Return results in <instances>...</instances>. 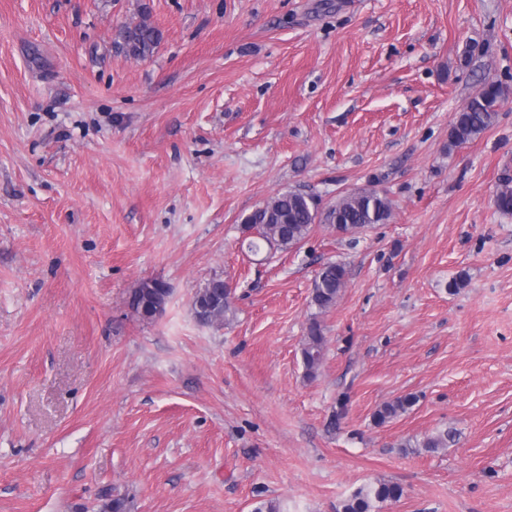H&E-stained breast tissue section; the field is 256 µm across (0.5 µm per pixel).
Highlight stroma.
<instances>
[{
  "label": "stroma",
  "instance_id": "1",
  "mask_svg": "<svg viewBox=\"0 0 512 512\" xmlns=\"http://www.w3.org/2000/svg\"><path fill=\"white\" fill-rule=\"evenodd\" d=\"M144 5L161 39L136 59ZM491 81L494 124L450 145ZM505 177L512 0H0V512H105L106 489L125 512H337L375 480L403 489L380 512H512ZM289 189L392 215L250 252L242 216ZM328 262L346 284L319 314ZM216 276L235 302L203 325ZM347 271L343 264L328 262L316 273L313 280L310 304L318 312L334 306L346 283ZM145 285L155 289L143 293L141 291V287ZM141 287L138 288L132 297L131 305L135 310L138 311L140 307H144V309L147 310L149 308H154L155 306H160L163 312L169 294L167 290L162 289L165 288V285H163L159 280L150 279L145 281ZM212 284H209L208 288H202L195 296L193 304L199 303L200 308L202 309V312L199 313V316L202 319V315L205 314L204 321L207 324H213L214 322H224V318L226 317V314L231 311L232 309V303L233 298L230 293H226L224 291V294L222 298H220L219 303L212 304V294L211 289H217L221 287H212ZM325 346L326 336L320 321L314 316L310 319L301 348L302 361L309 378L316 376L324 358Z\"/></svg>",
  "mask_w": 512,
  "mask_h": 512
}]
</instances>
